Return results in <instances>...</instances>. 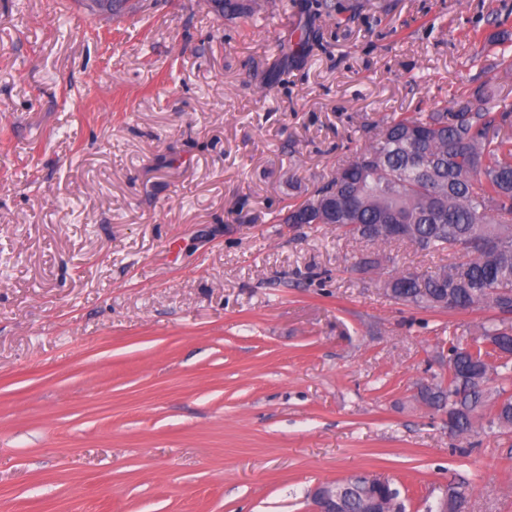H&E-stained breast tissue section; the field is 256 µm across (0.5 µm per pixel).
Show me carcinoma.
<instances>
[{
    "label": "carcinoma",
    "instance_id": "carcinoma-1",
    "mask_svg": "<svg viewBox=\"0 0 512 512\" xmlns=\"http://www.w3.org/2000/svg\"><path fill=\"white\" fill-rule=\"evenodd\" d=\"M379 132L336 174L304 199L288 204L283 224H333L371 245L407 242L456 261L413 275L389 276L395 303L437 309L482 308L492 316L479 327L472 349L448 340V383L427 386L422 402L452 408L451 432L489 425L512 430V393L483 389L479 372L497 361V377L512 378V337L500 332L512 315V101L485 106L482 89H459L452 106L385 117Z\"/></svg>",
    "mask_w": 512,
    "mask_h": 512
}]
</instances>
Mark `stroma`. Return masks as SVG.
<instances>
[{
  "label": "stroma",
  "mask_w": 512,
  "mask_h": 512,
  "mask_svg": "<svg viewBox=\"0 0 512 512\" xmlns=\"http://www.w3.org/2000/svg\"><path fill=\"white\" fill-rule=\"evenodd\" d=\"M0 0V512H313L389 476L512 512V431L455 436L420 386L484 310L394 303L408 243L281 224L373 123L461 86L512 98L484 44L512 0ZM314 37L281 64L298 25ZM328 484L317 486L312 493L316 512H348L345 490L336 492V488H330Z\"/></svg>",
  "instance_id": "35a3bbf8"
}]
</instances>
